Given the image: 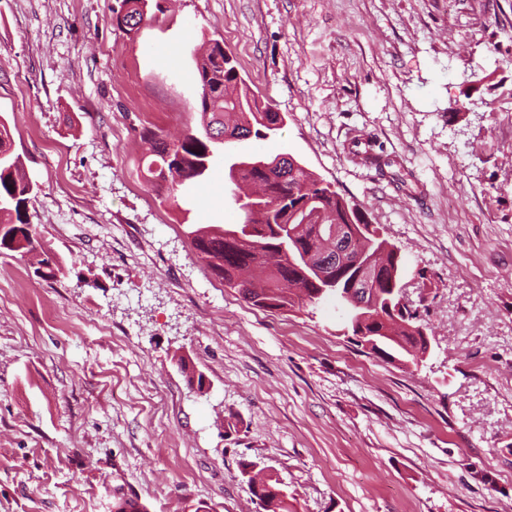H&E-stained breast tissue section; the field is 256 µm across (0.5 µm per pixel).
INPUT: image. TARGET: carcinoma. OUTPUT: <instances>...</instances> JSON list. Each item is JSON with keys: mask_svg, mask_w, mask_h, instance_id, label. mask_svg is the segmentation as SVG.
<instances>
[{"mask_svg": "<svg viewBox=\"0 0 512 512\" xmlns=\"http://www.w3.org/2000/svg\"><path fill=\"white\" fill-rule=\"evenodd\" d=\"M149 0H123L125 13L117 18V27L132 30L131 22L142 15ZM196 75L201 86L208 89L211 109L199 106L201 129L212 128L213 139L199 138V132L188 130L183 138L170 143L153 132L152 159L147 164L151 183L159 191L167 192V199L178 202L190 187L204 182L218 160L230 153L228 141L221 138L227 121V111L236 109L241 102L252 97L233 57L224 53L220 42L209 44L206 52L195 59ZM243 121H252L253 129L247 137L266 139L271 126L282 121L280 114L269 109L263 112H243ZM179 155L184 164L185 182L163 176L169 167L170 155ZM259 164L247 166L238 173V181L259 184L268 196L271 208L264 218L256 221V232L246 238L229 235L224 224L195 228L188 225L186 236L198 256L211 272L233 288L245 302L263 310H283L297 304L315 305L321 300L320 288L311 282L307 269L281 259L276 248L278 239L274 227L293 224L300 227L296 247L327 261L326 276L340 281L341 292L336 297L351 309L352 335L370 336L374 344L370 352L390 362L403 355L417 361L426 354L429 340L416 313L405 310L397 315L387 309L386 301L395 300L392 278L400 277L401 256L395 249L383 246V240L356 238L351 227L368 224L359 207L350 204L329 186H318V178L298 160L287 154L274 157H256ZM30 184L20 158L13 155L12 135L0 120V250L15 252L24 257L35 250L41 240L36 224L26 214ZM313 210L323 214V223L306 224L305 215ZM337 225L344 229L347 241L334 243V248L322 247L328 229ZM368 248L367 256L377 255L379 265L377 286L359 282L350 285L354 273L350 271V252ZM254 496L265 503L264 512H296L295 496L284 489L279 479L271 478L267 484L253 490ZM112 512H147L137 499L125 495L115 496Z\"/></svg>", "mask_w": 512, "mask_h": 512, "instance_id": "carcinoma-1", "label": "carcinoma"}]
</instances>
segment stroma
Segmentation results:
<instances>
[{
  "label": "stroma",
  "mask_w": 512,
  "mask_h": 512,
  "mask_svg": "<svg viewBox=\"0 0 512 512\" xmlns=\"http://www.w3.org/2000/svg\"><path fill=\"white\" fill-rule=\"evenodd\" d=\"M121 2L0 0V117L63 267L0 254V512H258L244 461L298 512H512V0H157L131 33ZM212 40L285 118L237 152L293 156L399 251L422 362L369 354L336 297L225 287L184 233L241 222L223 165L176 207L146 182Z\"/></svg>",
  "instance_id": "stroma-1"
}]
</instances>
